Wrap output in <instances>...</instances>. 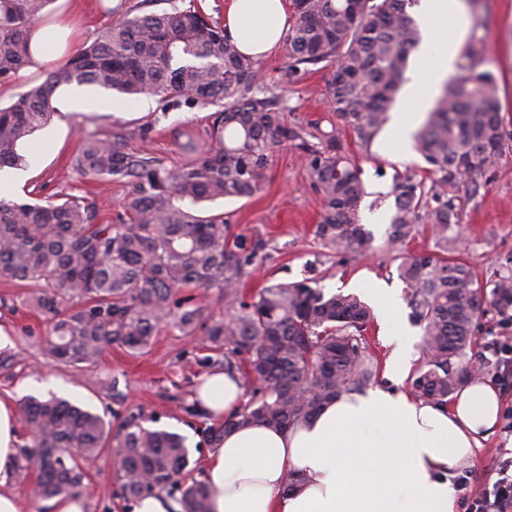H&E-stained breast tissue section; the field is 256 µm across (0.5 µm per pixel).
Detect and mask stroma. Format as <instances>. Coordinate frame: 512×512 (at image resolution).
<instances>
[{
  "label": "stroma",
  "instance_id": "1",
  "mask_svg": "<svg viewBox=\"0 0 512 512\" xmlns=\"http://www.w3.org/2000/svg\"><path fill=\"white\" fill-rule=\"evenodd\" d=\"M57 12L76 16L68 38L72 51L93 41L114 20L103 0H57ZM466 18L485 39L488 68L498 84L505 130L502 153L481 179L479 188L462 186L460 222L451 229L459 237L456 258L469 265L475 280L485 283L512 264V0H476L467 7ZM287 65L282 51L260 63L270 94L283 98L289 126L335 131L364 170L367 194L362 210L382 209L394 214V179L407 175L424 178L426 164L422 157L412 149L403 156L388 151L390 132L386 129L370 149H361L354 137L340 128L323 95L328 68L304 65L288 81L284 78ZM84 92L99 101V109L55 113L54 142L46 144L35 138L26 146L34 174L11 189V196L21 197L29 191L44 201L67 194L87 196L118 210L125 192L122 184L91 185L78 180L69 167L79 147V129L101 130L114 118L109 93L89 86ZM213 113L210 107L165 111L155 98L143 96L132 101L122 119L137 125L153 123L146 149L178 160L183 156L187 136L205 139ZM216 207L224 213L230 237L258 248L255 271L242 282L250 296L269 281L292 282L308 277L319 278L328 294L340 290L359 294L370 283L401 294L405 286L398 276V256L434 249L427 225H419L415 236L401 244L390 241V226L385 223L368 227L373 251L339 254L330 250L314 235L321 201L309 185L303 151L292 144L276 153L270 179L260 193L220 201ZM20 293L19 286L0 279V349H9L16 356L12 368L0 370V399L17 405L28 396L46 399L55 395L90 407L116 428L125 416L140 412L154 419L156 427L184 436L191 460L206 462L209 447L201 432L212 420L190 412L196 380L204 372L195 362L204 353L199 337L166 328L146 353L133 356L115 346L104 353L95 371L79 372L44 354L40 339L46 330V318L24 306ZM506 346H512V320L489 314L475 338L474 350L484 362L481 376L497 380L505 406L512 408V372H505L503 366L502 349ZM105 377L111 380V389L98 386V379ZM510 456L512 442L501 433L491 437L476 453L465 479L467 489L478 490L495 479V462ZM118 467V458L111 450L88 464L81 494L90 512H131L129 501L120 497Z\"/></svg>",
  "mask_w": 512,
  "mask_h": 512
}]
</instances>
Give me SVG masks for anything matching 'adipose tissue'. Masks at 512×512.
Wrapping results in <instances>:
<instances>
[{
	"mask_svg": "<svg viewBox=\"0 0 512 512\" xmlns=\"http://www.w3.org/2000/svg\"><path fill=\"white\" fill-rule=\"evenodd\" d=\"M290 16L289 0H228L224 33L244 55L262 61L279 50ZM416 16L423 31L419 61L389 139L400 155L419 113L453 72L465 36L462 0H420ZM367 294L392 348L386 384L341 394L298 426L249 423L226 433L202 474L209 512H457L454 481L496 433L501 392L474 375L447 408L415 397L404 386L415 349L398 318L400 299L374 285ZM243 395L224 371L203 374L195 391L200 408L215 419L238 410ZM17 444V412L0 400V512H26L9 481Z\"/></svg>",
	"mask_w": 512,
	"mask_h": 512,
	"instance_id": "1",
	"label": "adipose tissue"
}]
</instances>
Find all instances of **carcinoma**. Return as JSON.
Masks as SVG:
<instances>
[{"mask_svg": "<svg viewBox=\"0 0 512 512\" xmlns=\"http://www.w3.org/2000/svg\"><path fill=\"white\" fill-rule=\"evenodd\" d=\"M54 2L0 0V84L33 64L30 33L47 22ZM413 2L292 0L288 78L304 64L329 67L324 96L366 150L389 119L420 41L408 11ZM484 61V40L476 38L414 135L429 180L406 176L393 184L391 240L408 239L418 224L430 225L434 238L436 251L402 257L397 271L410 320L422 329L413 392L441 406L477 370L468 351L489 310L503 317L512 310V270L485 287L467 264L446 258L456 242L448 230L459 222V187L478 186L504 146L495 77L477 70ZM261 81L260 65L192 5L122 14L0 107V171L28 164L21 144L56 112L53 94L61 87L153 96L166 110L222 107L208 139L189 140L181 161L130 148L147 141L150 123L114 120L81 134L71 171L82 181L127 187L117 224L85 196L43 204L0 197V277L27 288L26 302L48 317L46 356L89 370L112 345L142 353L171 326L201 337L208 354L200 365L222 364L239 376L249 400L202 430L211 448L244 423H305L329 399L377 384L383 373L366 336L371 310L357 295L327 294L305 279L272 283L249 301L240 297L256 250L230 240L224 214L203 205L262 190L275 153L289 141L304 152L321 199L315 236L338 253H365L372 243L358 219L363 168L336 135L289 126ZM184 288L203 290L201 300L179 299ZM211 289L224 299L226 314L205 303ZM20 412L30 441L18 448L13 475L34 499L77 494L82 463L113 446L123 499L164 491L180 495L184 512H208V489L196 479L180 434L143 426L140 413L114 433L99 414L56 396L29 398Z\"/></svg>", "mask_w": 512, "mask_h": 512, "instance_id": "1", "label": "carcinoma"}]
</instances>
